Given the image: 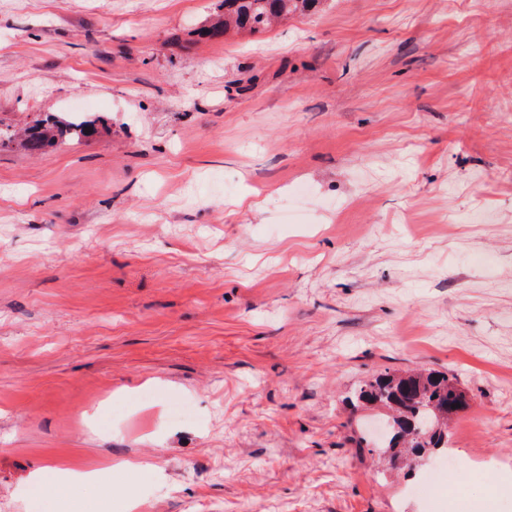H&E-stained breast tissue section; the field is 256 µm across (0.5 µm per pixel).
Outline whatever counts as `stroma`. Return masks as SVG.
I'll return each instance as SVG.
<instances>
[{
  "mask_svg": "<svg viewBox=\"0 0 512 512\" xmlns=\"http://www.w3.org/2000/svg\"><path fill=\"white\" fill-rule=\"evenodd\" d=\"M218 5L0 0V512H431L435 454L350 402L416 367L512 512V0L199 38ZM125 459L157 470L30 484ZM88 127H91V131H88ZM94 131V124L91 122L60 126L57 124L45 125L43 123H37L27 130L23 144L31 151H38L49 144L55 143L58 137L63 136L64 133L69 132V134L74 133L78 136H88L93 134Z\"/></svg>",
  "mask_w": 512,
  "mask_h": 512,
  "instance_id": "stroma-1",
  "label": "stroma"
}]
</instances>
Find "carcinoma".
<instances>
[{
  "mask_svg": "<svg viewBox=\"0 0 512 512\" xmlns=\"http://www.w3.org/2000/svg\"><path fill=\"white\" fill-rule=\"evenodd\" d=\"M322 0H221V14L202 31L218 39L231 31L261 32L274 21L306 15L318 10ZM91 122L67 125L38 123L30 127L24 146L38 151L55 143L67 132L88 136ZM465 407V394L456 379L446 373L412 370L386 373L357 390L355 406L381 407L389 411L386 422L390 437L385 450L399 455L410 452L419 457L430 450L448 447V418L458 412L454 404Z\"/></svg>",
  "mask_w": 512,
  "mask_h": 512,
  "instance_id": "cac0c4a2",
  "label": "carcinoma"
}]
</instances>
